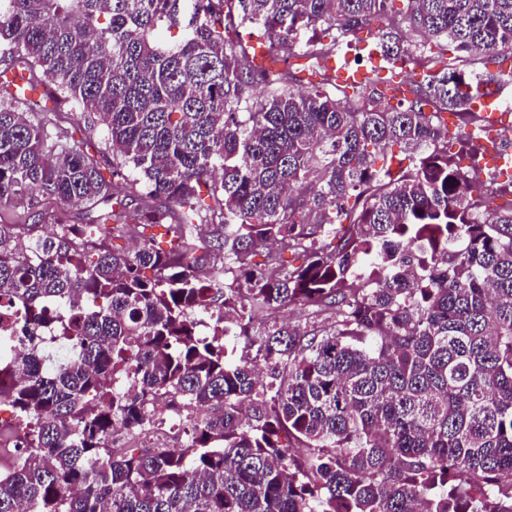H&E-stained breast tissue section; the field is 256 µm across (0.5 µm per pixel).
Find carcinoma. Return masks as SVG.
I'll return each instance as SVG.
<instances>
[{"label": "carcinoma", "mask_w": 512, "mask_h": 512, "mask_svg": "<svg viewBox=\"0 0 512 512\" xmlns=\"http://www.w3.org/2000/svg\"><path fill=\"white\" fill-rule=\"evenodd\" d=\"M389 2L0 0L5 71L55 86L34 122L0 80V208L63 205L51 234L0 223V351L17 321L30 345L0 361L23 430L0 512H512V181L484 189L442 121L512 78V0ZM237 18L268 66L240 63ZM323 24L426 82L346 90L337 40L289 39ZM159 397L178 449L148 444ZM75 127L77 129L75 132L77 140L90 138L97 146L102 148L101 141L106 137L107 128L101 120L96 119L94 126L89 129L86 127L84 120L81 119L79 121H75ZM101 150L104 151V154L97 156L99 161L104 164L106 168L110 167V164H112V153L107 150H103V148Z\"/></svg>", "instance_id": "obj_1"}]
</instances>
